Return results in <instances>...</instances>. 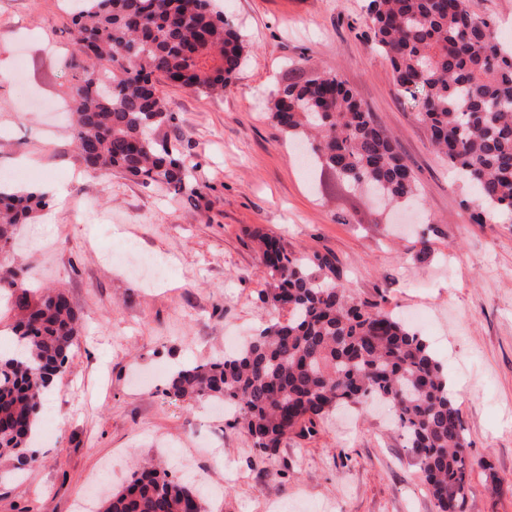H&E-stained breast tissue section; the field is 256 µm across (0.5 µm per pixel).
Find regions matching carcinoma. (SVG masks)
<instances>
[{
	"instance_id": "cac0c4a2",
	"label": "carcinoma",
	"mask_w": 512,
	"mask_h": 512,
	"mask_svg": "<svg viewBox=\"0 0 512 512\" xmlns=\"http://www.w3.org/2000/svg\"><path fill=\"white\" fill-rule=\"evenodd\" d=\"M76 51L107 65L86 75L71 100L77 158L122 171L175 195L197 193L196 165L167 135L173 116L153 81L220 94L244 64L240 34L211 0H67ZM373 49L417 109L438 157L472 188L463 206L473 224L512 217V48L496 21L465 0H368ZM269 118L290 139L303 136L321 166L354 190L392 204L416 200L417 184L396 136L358 99L340 69L302 72L280 85ZM50 205L43 192L0 185V240ZM271 289L261 301L288 322L264 328L221 359L175 373L164 393L236 408L234 425L259 453L310 435L339 406L389 403L437 512H465L473 494L461 412L429 345L377 302L320 279L277 238L253 233ZM26 269L0 261V293L19 311L13 355L0 358V456L35 462L28 443L42 401L78 339L79 314L62 293L29 300ZM100 512H202L199 495L143 466Z\"/></svg>"
}]
</instances>
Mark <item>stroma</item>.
<instances>
[{
	"instance_id": "35a3bbf8",
	"label": "stroma",
	"mask_w": 512,
	"mask_h": 512,
	"mask_svg": "<svg viewBox=\"0 0 512 512\" xmlns=\"http://www.w3.org/2000/svg\"><path fill=\"white\" fill-rule=\"evenodd\" d=\"M60 3L0 0V182L63 189L51 198L50 234L17 226L15 259L82 315L40 412L38 463L0 457V512H89L147 460L198 491L204 512H435L383 407L333 412L268 460L232 418L164 395L172 374L223 355L228 334L287 322V310L259 299L267 280L257 229L424 337L459 390L475 464L467 512H512V224L470 222L468 185L432 151L367 38L368 0H213L247 44L224 95L155 80L175 116L170 134L196 165L193 198L78 161L68 118L52 120L50 109L103 65L81 57L62 67L73 45ZM328 66L396 135L414 171L417 201L403 217L383 216L366 192L308 165L268 115L278 84ZM80 202L111 216V234L96 219L75 220ZM131 239L173 275L132 277L121 261Z\"/></svg>"
}]
</instances>
